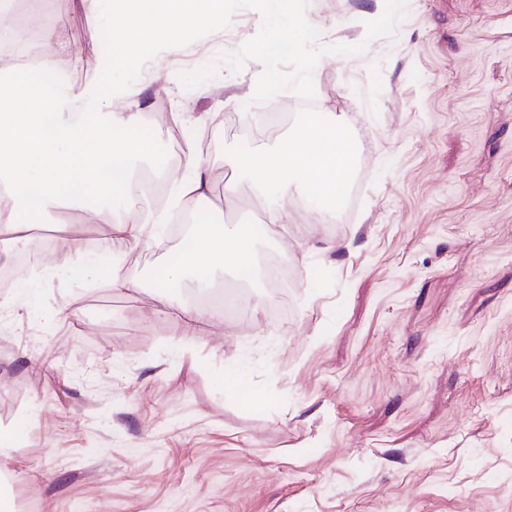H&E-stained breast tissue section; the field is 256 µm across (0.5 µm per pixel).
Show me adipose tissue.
<instances>
[{"instance_id":"1","label":"adipose tissue","mask_w":512,"mask_h":512,"mask_svg":"<svg viewBox=\"0 0 512 512\" xmlns=\"http://www.w3.org/2000/svg\"><path fill=\"white\" fill-rule=\"evenodd\" d=\"M34 85L28 76L0 91V196L12 203L7 213H0L1 254L27 247L28 228L41 223L62 199L130 196L127 174L133 161L151 148L150 140L138 133L113 138L114 128L135 125L137 116L109 112L110 83L98 84L88 98L79 91L36 95ZM177 150L188 173L173 176L166 211H137L110 223L108 239L139 241L145 225L165 223L168 214L181 212L191 201L208 209V166L195 143L180 144ZM250 254L244 226L197 224L156 270L154 285L168 290L189 270L205 284L224 265L246 266Z\"/></svg>"}]
</instances>
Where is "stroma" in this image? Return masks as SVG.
I'll return each mask as SVG.
<instances>
[{
    "mask_svg": "<svg viewBox=\"0 0 512 512\" xmlns=\"http://www.w3.org/2000/svg\"><path fill=\"white\" fill-rule=\"evenodd\" d=\"M71 86L98 81L100 22L84 0H53ZM384 0H308L327 54L314 108L351 128L358 166L348 208L322 215L296 189L277 200L224 164V147L278 143L282 120L252 125L260 61L188 90L136 79L115 111L149 125L157 107L181 128L152 140L203 144L213 169V224H259L287 211V233L261 232L254 263L215 272L249 292L234 312L182 338L183 276L169 297L151 282L172 240L109 243L105 224L150 201L62 204L51 230L112 254L111 276L57 277L43 242L0 309V454L6 489L26 512H512V0H405L393 36L366 38ZM262 23L237 11L227 28L158 57L195 69L236 52ZM223 121L201 124L200 114ZM233 183L236 201L224 203ZM273 254L295 279L268 304L259 263ZM131 288L114 287V280ZM244 371L254 407L219 382Z\"/></svg>",
    "mask_w": 512,
    "mask_h": 512,
    "instance_id": "1",
    "label": "stroma"
}]
</instances>
